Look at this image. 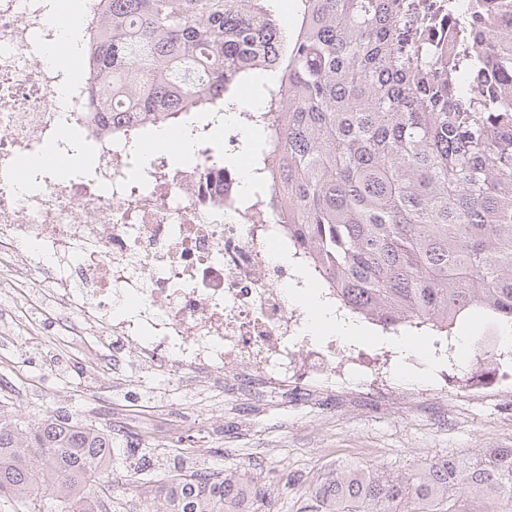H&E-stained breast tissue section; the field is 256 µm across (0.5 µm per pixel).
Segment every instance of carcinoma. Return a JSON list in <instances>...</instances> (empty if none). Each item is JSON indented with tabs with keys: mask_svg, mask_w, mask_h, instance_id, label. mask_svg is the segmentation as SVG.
I'll list each match as a JSON object with an SVG mask.
<instances>
[{
	"mask_svg": "<svg viewBox=\"0 0 512 512\" xmlns=\"http://www.w3.org/2000/svg\"><path fill=\"white\" fill-rule=\"evenodd\" d=\"M89 100L117 131L178 127L238 110L234 87L264 72L250 155L265 208L288 225L341 305L449 334L479 313L512 329V30L452 54L424 32V0H298L285 32L265 0H97ZM130 437L54 414L23 425L0 404V501L15 512H111L105 474L137 458L138 510L249 512L261 489L211 479L177 457L160 481ZM462 490L512 500V448L432 460L392 476L346 463L321 476L318 512H441Z\"/></svg>",
	"mask_w": 512,
	"mask_h": 512,
	"instance_id": "carcinoma-1",
	"label": "carcinoma"
}]
</instances>
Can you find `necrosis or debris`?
Listing matches in <instances>:
<instances>
[{"label": "necrosis or debris", "mask_w": 512, "mask_h": 512, "mask_svg": "<svg viewBox=\"0 0 512 512\" xmlns=\"http://www.w3.org/2000/svg\"><path fill=\"white\" fill-rule=\"evenodd\" d=\"M56 4L0 0V339L22 347L47 337L70 349L92 339L110 350L109 366L143 361V377L165 376L176 396L189 385L269 397L316 384L363 385L388 400L446 397L447 377L399 388L387 358L340 356L310 336L308 313L288 297L305 259L291 250V261L277 260L290 250L286 228L252 218L261 204L245 202L234 166L204 152L190 166L143 163L134 141L101 129L81 88L59 96L70 70L44 58L59 38ZM84 143L97 156L86 177L24 165L49 150L71 157ZM35 301L49 319L16 318ZM479 346L488 372L471 390L512 397L497 334Z\"/></svg>", "instance_id": "necrosis-or-debris-1"}]
</instances>
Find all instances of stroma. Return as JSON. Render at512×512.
I'll return each mask as SVG.
<instances>
[{
  "label": "stroma",
  "instance_id": "obj_1",
  "mask_svg": "<svg viewBox=\"0 0 512 512\" xmlns=\"http://www.w3.org/2000/svg\"><path fill=\"white\" fill-rule=\"evenodd\" d=\"M408 337L423 340L431 359L394 351L390 368L401 385H428L448 375V397L425 400L418 409H389L377 396L362 391L350 402L326 395L286 398L263 406L233 395L206 393L187 405L193 424L186 441L198 454L193 469L220 476L237 471L265 487L275 512H316L311 490L325 472L343 462H356L398 475L449 455H467L477 448H512V405L472 397L462 381L482 372L480 353L469 349L458 357L444 335L409 329ZM16 359V398L12 405L22 422L36 424L56 409L86 416L96 408L98 426L115 430L145 416H166L173 396L149 395L137 373L127 378L100 372L80 378L85 364L100 363L99 350L78 351L67 359L71 371L61 374L53 344L0 349V362Z\"/></svg>",
  "mask_w": 512,
  "mask_h": 512
}]
</instances>
